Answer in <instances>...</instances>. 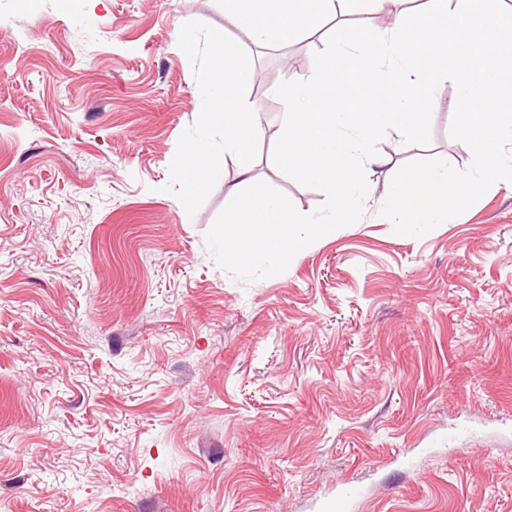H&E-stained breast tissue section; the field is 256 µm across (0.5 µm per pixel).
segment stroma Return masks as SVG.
Returning <instances> with one entry per match:
<instances>
[{
  "label": "stroma",
  "mask_w": 512,
  "mask_h": 512,
  "mask_svg": "<svg viewBox=\"0 0 512 512\" xmlns=\"http://www.w3.org/2000/svg\"><path fill=\"white\" fill-rule=\"evenodd\" d=\"M227 30L275 82L325 36L264 49L217 0H0V512H512V188L421 237L379 213L247 283L205 235L234 160L195 213L165 193L202 97L178 35ZM380 147L394 167H469L449 134ZM254 176L303 213L323 193Z\"/></svg>",
  "instance_id": "1"
}]
</instances>
